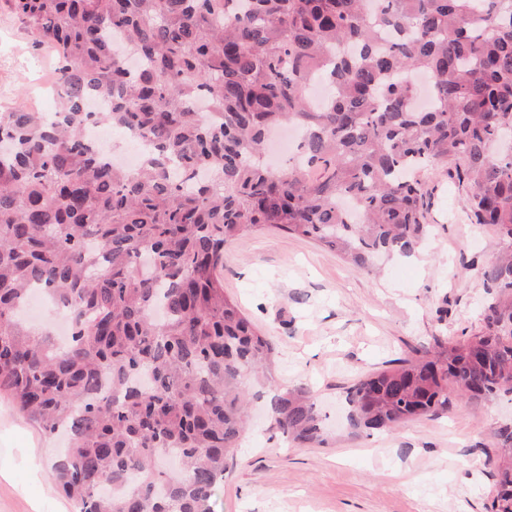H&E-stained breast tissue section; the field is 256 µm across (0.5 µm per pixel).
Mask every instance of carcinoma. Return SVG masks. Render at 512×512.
<instances>
[{"label":"carcinoma","instance_id":"obj_1","mask_svg":"<svg viewBox=\"0 0 512 512\" xmlns=\"http://www.w3.org/2000/svg\"><path fill=\"white\" fill-rule=\"evenodd\" d=\"M3 4L54 50L63 96L49 116L0 111V394L67 431L51 477L79 512H207L251 383L273 429L323 443L312 392L273 388L271 342L224 293V248L279 230L372 272L428 235L422 172L448 176L508 250L482 272V328L358 378L350 432L512 394V153L497 150L512 136V0ZM312 75L328 86L319 108ZM97 122L154 151L124 169L88 144ZM285 124L302 135L276 171L263 147ZM33 290L67 315L66 348L20 317ZM497 438L490 512H512V426Z\"/></svg>","mask_w":512,"mask_h":512}]
</instances>
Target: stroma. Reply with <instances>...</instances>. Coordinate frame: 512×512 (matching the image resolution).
I'll return each instance as SVG.
<instances>
[{
	"mask_svg": "<svg viewBox=\"0 0 512 512\" xmlns=\"http://www.w3.org/2000/svg\"><path fill=\"white\" fill-rule=\"evenodd\" d=\"M53 58L0 8V111H52ZM432 237L413 258L359 273L318 243L270 230L224 250V292L268 336L279 388L311 384L325 444L299 446L255 410L210 512H487L495 431L512 395L460 400L397 431L351 437L336 415L361 374L395 367L478 331L491 300L482 271L505 245L470 224L450 180L424 178ZM60 439L0 398V512H77L51 481Z\"/></svg>",
	"mask_w": 512,
	"mask_h": 512,
	"instance_id": "obj_1",
	"label": "stroma"
}]
</instances>
